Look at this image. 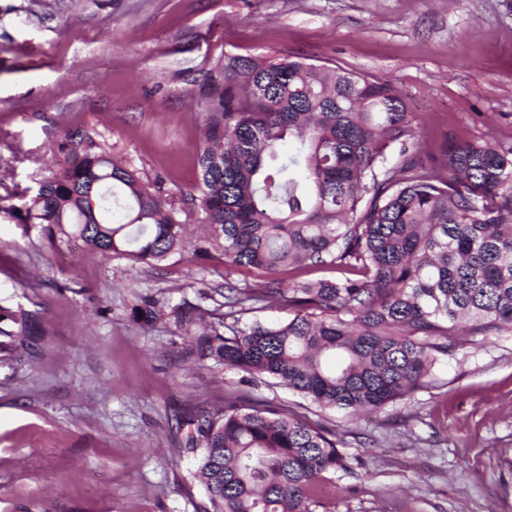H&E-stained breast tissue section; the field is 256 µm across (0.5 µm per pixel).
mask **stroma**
Masks as SVG:
<instances>
[{
    "mask_svg": "<svg viewBox=\"0 0 512 512\" xmlns=\"http://www.w3.org/2000/svg\"><path fill=\"white\" fill-rule=\"evenodd\" d=\"M224 54L389 79L431 153L512 142V0H0V308L32 319L0 335V512H204L176 417L244 388L335 424L347 467L315 512H512V332L466 337L429 386L350 418L185 357L172 307L212 290L204 325L223 330L225 275L254 287L255 270L87 256L22 221L67 130L192 193L194 80ZM148 299L161 317L134 322Z\"/></svg>",
    "mask_w": 512,
    "mask_h": 512,
    "instance_id": "35a3bbf8",
    "label": "stroma"
}]
</instances>
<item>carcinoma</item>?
<instances>
[{
    "instance_id": "obj_1",
    "label": "carcinoma",
    "mask_w": 512,
    "mask_h": 512,
    "mask_svg": "<svg viewBox=\"0 0 512 512\" xmlns=\"http://www.w3.org/2000/svg\"><path fill=\"white\" fill-rule=\"evenodd\" d=\"M199 105L198 195L164 198L89 134L66 133L68 166L39 184L25 223L155 266L181 254L191 204L194 255L266 280L224 276L222 334H195L201 304L172 308L189 353L324 411L405 400L461 337L512 329V144L449 140L424 156L391 81L290 56L217 59ZM316 266L336 276L279 277ZM270 302L287 321L238 327ZM160 315L156 301L132 309L137 322ZM184 424L212 512H314L326 475L347 469L332 429L248 394Z\"/></svg>"
}]
</instances>
